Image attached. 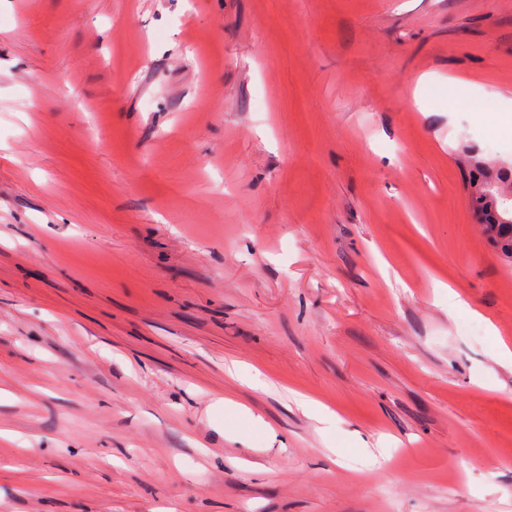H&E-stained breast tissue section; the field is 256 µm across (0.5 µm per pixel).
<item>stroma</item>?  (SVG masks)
<instances>
[{"instance_id":"stroma-1","label":"stroma","mask_w":512,"mask_h":512,"mask_svg":"<svg viewBox=\"0 0 512 512\" xmlns=\"http://www.w3.org/2000/svg\"><path fill=\"white\" fill-rule=\"evenodd\" d=\"M510 110L512 0H0V512H512ZM505 200V198L496 195V205L493 209H495L502 218L510 219V210H505L503 208ZM501 222L503 224H500L498 237L492 239L487 236V239L502 258V255L510 254L512 256V220H501Z\"/></svg>"}]
</instances>
